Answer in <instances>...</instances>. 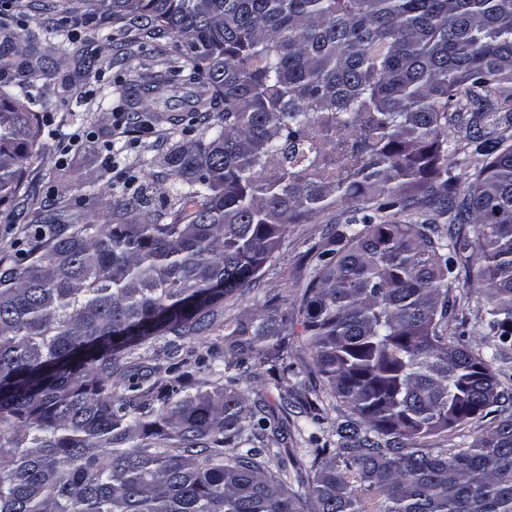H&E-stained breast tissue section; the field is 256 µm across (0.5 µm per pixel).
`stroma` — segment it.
I'll return each mask as SVG.
<instances>
[{
	"instance_id": "1",
	"label": "stroma",
	"mask_w": 512,
	"mask_h": 512,
	"mask_svg": "<svg viewBox=\"0 0 512 512\" xmlns=\"http://www.w3.org/2000/svg\"><path fill=\"white\" fill-rule=\"evenodd\" d=\"M89 4L90 0H8L0 8V20L7 22L12 35L11 44L0 42V92L18 94L17 82L23 78L49 104L38 114L43 131L23 164L26 181L37 191H19L9 208L41 212L63 172L71 169L79 184L66 202L82 222L127 223L116 204L138 193L151 197L152 210L161 222H169L180 181L166 157L177 146L208 139L217 113L192 112L188 87L174 81L160 94L142 99L138 117H131L126 101L137 93L140 75L164 74L170 66L183 64L186 49L170 34L157 36L134 28L124 32L116 23L101 30ZM58 21L64 24L66 40L46 36V27ZM32 40L39 41L41 50L28 59L23 50ZM174 116L179 124H171ZM467 134L465 124L448 126L453 146L448 165L463 178L486 162L473 153ZM344 220L343 208L335 207L286 225L273 262L265 265L250 288L220 303V317H241L276 294L295 301L305 289L309 267L316 263L310 248L330 225ZM479 264L476 247L462 252L449 292L447 336L484 355L488 343L478 321L485 296L473 281Z\"/></svg>"
}]
</instances>
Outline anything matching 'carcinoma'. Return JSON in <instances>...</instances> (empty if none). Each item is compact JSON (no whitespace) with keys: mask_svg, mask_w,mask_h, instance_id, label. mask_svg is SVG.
I'll list each match as a JSON object with an SVG mask.
<instances>
[{"mask_svg":"<svg viewBox=\"0 0 512 512\" xmlns=\"http://www.w3.org/2000/svg\"><path fill=\"white\" fill-rule=\"evenodd\" d=\"M100 20L146 19L183 39L197 107L224 104L212 137L167 162L178 208L160 223L142 195L130 224L39 214L26 260L0 265V512H512V392L445 336L460 246L472 223L490 359L512 347V142L483 133L512 103V0H99ZM0 95V204L24 185L46 103ZM478 105L469 133L489 161L456 198L444 128ZM447 228L402 224L415 195ZM357 202L313 247L296 319L224 322L214 387L180 360L156 376L119 363L141 342L216 328L214 308L250 286L287 224ZM347 411L312 432L310 467L264 458L288 431L243 379L280 387L288 324ZM122 372L127 392L112 375ZM284 406L314 425L312 399ZM496 425L469 447L407 446L472 416Z\"/></svg>","mask_w":512,"mask_h":512,"instance_id":"carcinoma-1","label":"carcinoma"}]
</instances>
